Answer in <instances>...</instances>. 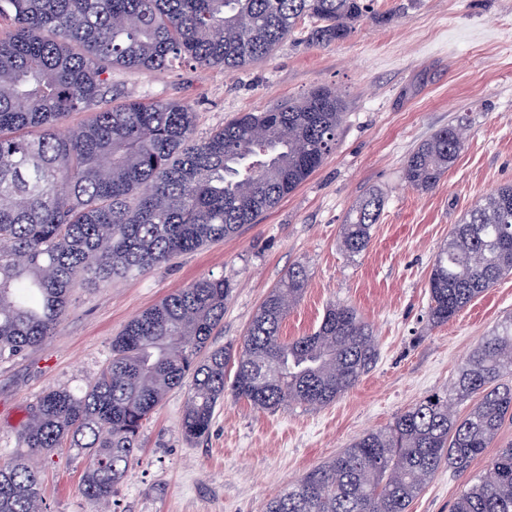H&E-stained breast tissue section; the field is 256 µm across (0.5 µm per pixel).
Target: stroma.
Segmentation results:
<instances>
[{
  "instance_id": "35a3bbf8",
  "label": "stroma",
  "mask_w": 512,
  "mask_h": 512,
  "mask_svg": "<svg viewBox=\"0 0 512 512\" xmlns=\"http://www.w3.org/2000/svg\"><path fill=\"white\" fill-rule=\"evenodd\" d=\"M313 24L304 19L267 60L243 70L186 64L164 73L112 72L109 106L187 103L199 139L238 113L317 87L342 94L347 115L335 150L257 223L135 278L107 287L76 282L55 334L0 359V459L14 455L39 394L84 389L132 318L202 276L232 285L213 346L237 345L270 290L299 264L309 282L283 336L313 332L327 306L345 303L371 325L378 358L320 409L259 411L224 400L208 436L192 443L180 431L186 391H172L144 425L111 512H263L269 499L365 432L448 389L480 339L512 316V275L440 326L429 321L427 291L433 257L452 225L484 193L512 184V0H373L350 36L328 46L308 42ZM455 123L466 136L456 165L436 188L413 189L402 174L405 156ZM373 191L385 196L384 210L368 249L349 255L339 243L341 226L354 202ZM85 466L67 446L41 461L45 512H95L81 491ZM466 482L440 468L411 512H451Z\"/></svg>"
}]
</instances>
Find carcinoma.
Returning <instances> with one entry per match:
<instances>
[{
    "label": "carcinoma",
    "mask_w": 512,
    "mask_h": 512,
    "mask_svg": "<svg viewBox=\"0 0 512 512\" xmlns=\"http://www.w3.org/2000/svg\"><path fill=\"white\" fill-rule=\"evenodd\" d=\"M364 0H0V357L53 335L78 279L109 285L178 254L233 237L320 167L347 102L328 88L246 112L207 139L175 101L104 106L114 69L166 71L177 61L238 70L270 56L306 17L313 44L345 40ZM91 117L64 129L73 112ZM463 126L420 142L403 173L436 187L464 150ZM385 206H352L340 246L367 250ZM512 274V184L482 197L453 226L428 277L430 322L448 323ZM309 282L303 266L272 289L240 348H213L231 286L204 276L167 295L112 339V356L85 389H51L30 405L20 448L0 462V512H43L39 467L67 440L86 457L84 496L110 501L139 451L143 424L191 379L181 418L188 441L209 434L229 395L258 410L328 406L378 354L356 308L333 304L318 328L287 339L283 320ZM470 401L461 414L458 404ZM512 419V318L469 354L457 378L366 433L271 498L265 512H410L444 465L469 471ZM451 512H512V446L460 490Z\"/></svg>",
    "instance_id": "cac0c4a2"
}]
</instances>
